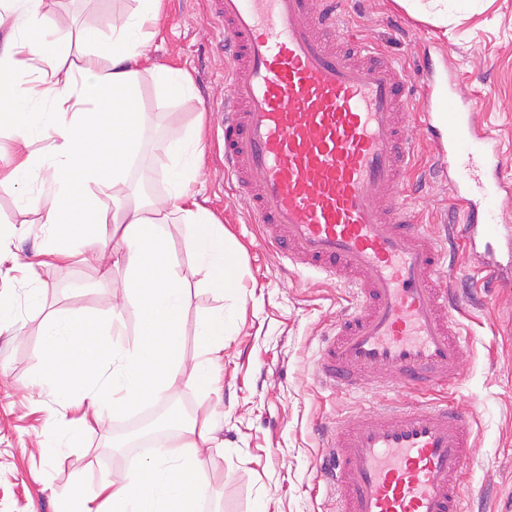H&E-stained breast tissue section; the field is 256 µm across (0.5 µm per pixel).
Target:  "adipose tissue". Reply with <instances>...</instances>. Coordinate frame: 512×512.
I'll return each instance as SVG.
<instances>
[{
	"mask_svg": "<svg viewBox=\"0 0 512 512\" xmlns=\"http://www.w3.org/2000/svg\"><path fill=\"white\" fill-rule=\"evenodd\" d=\"M162 2L137 0L135 9L113 20L109 44H101L98 30L85 29L86 48L71 63L60 51L69 40L68 28H55L51 49L34 35L45 23L46 0H0V97L13 102L10 111L0 113V130L8 129L12 141L10 152L0 151V187L18 190L20 209L41 210L46 265L78 257L102 261L91 231L101 221L99 214L72 213L67 237L56 227L59 206L74 184L111 194V255L124 268L127 306L141 322L139 338L129 346L119 338L123 314L118 307L45 321L38 352L44 373L37 385L59 393L64 402L56 441L60 451L80 446L105 414L159 400L184 378L202 380L222 360L224 337L235 322L220 306L198 318L195 370L186 372L181 336L187 291L193 286L220 294L231 290L237 263L223 224L197 203L192 190L202 167V120L191 123L183 137L157 146L166 158L163 200L140 197L128 175V160L148 122L139 105L144 78L159 88L162 103L196 96L188 71L141 66ZM48 133L56 137L51 150H35ZM36 181L46 192L26 194V186ZM170 224L190 229L191 271H183L170 255L165 234ZM216 445L210 422H188L121 479L105 478L92 488L75 485L58 512H208L212 495L200 473L204 450Z\"/></svg>",
	"mask_w": 512,
	"mask_h": 512,
	"instance_id": "1",
	"label": "adipose tissue"
}]
</instances>
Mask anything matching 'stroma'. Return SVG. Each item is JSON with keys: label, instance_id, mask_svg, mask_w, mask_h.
<instances>
[{"label": "stroma", "instance_id": "35a3bbf8", "mask_svg": "<svg viewBox=\"0 0 512 512\" xmlns=\"http://www.w3.org/2000/svg\"><path fill=\"white\" fill-rule=\"evenodd\" d=\"M206 0H164L143 67L188 70L197 96L182 104L157 105V91L143 82L141 104L150 121L141 136L132 181L142 168L152 170L145 193L166 192L155 139L182 136L197 112H204L203 168L193 189L199 202L223 224L239 247L233 293L218 298L201 288L188 297L183 349L193 358L195 321L212 307L232 310L235 324L224 339V358L215 368L219 392L181 383L167 395L185 419L210 416L224 446L205 459L203 475L215 512H337L331 486L316 460L323 441L320 422H352L389 399L388 391L367 386L353 394L321 385L316 356L322 335L336 322L349 298L341 282L295 269H284L279 256L260 245L257 225L249 223L233 186L224 179L221 113L230 88L220 73L224 60L216 33L205 20ZM135 7V0H48V26L64 23L71 50L82 48L81 33L96 28L112 37L113 18ZM345 16L354 32L371 39L411 74L422 62L416 43H425L434 60L444 62L479 104L480 119L499 135L512 156V0H448L447 26L412 15L396 0H349ZM11 236L0 243V300L18 316L0 330V512H56L59 496L75 479L92 486L103 478H121L128 449L112 447L113 437L142 421L140 410L112 416L89 438L87 447L52 453L57 421L63 411L55 393L32 390L41 373L38 350L43 319L77 308L104 311L125 301L123 270L101 280L96 267L80 262L38 266L46 229L41 215L21 211L16 192L0 188V228ZM37 265L34 282L12 272L13 261ZM43 291V306L27 307L28 287ZM469 345L458 380L431 392L433 400L468 408L476 436L471 463L462 481L475 512H505L512 505V292L486 293L480 305L462 317Z\"/></svg>", "mask_w": 512, "mask_h": 512}]
</instances>
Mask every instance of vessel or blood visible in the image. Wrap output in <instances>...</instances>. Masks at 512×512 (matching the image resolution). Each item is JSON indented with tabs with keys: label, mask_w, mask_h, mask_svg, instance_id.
<instances>
[{
	"label": "vessel or blood",
	"mask_w": 512,
	"mask_h": 512,
	"mask_svg": "<svg viewBox=\"0 0 512 512\" xmlns=\"http://www.w3.org/2000/svg\"><path fill=\"white\" fill-rule=\"evenodd\" d=\"M340 0H208L220 26L224 175L263 246L294 268L340 280L350 304L324 336V385L346 390L396 373L400 388L454 382L466 351L464 313L438 271L445 249L400 189L415 159L406 124L410 76L348 29ZM422 114L435 170L460 220L454 229L479 287L512 288V164L477 126L478 105L434 68ZM471 412L393 404L325 435L320 466L338 512H469L462 475Z\"/></svg>",
	"instance_id": "obj_1"
}]
</instances>
